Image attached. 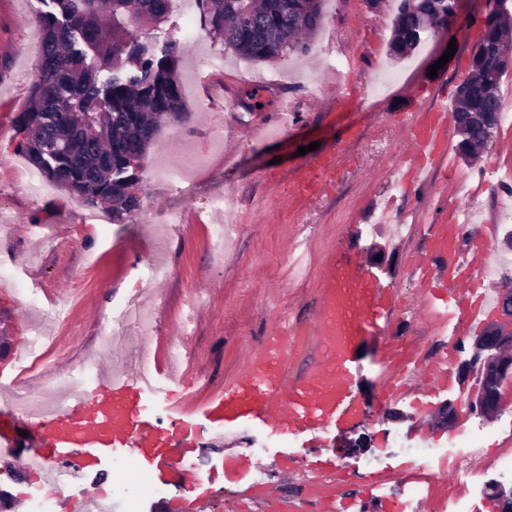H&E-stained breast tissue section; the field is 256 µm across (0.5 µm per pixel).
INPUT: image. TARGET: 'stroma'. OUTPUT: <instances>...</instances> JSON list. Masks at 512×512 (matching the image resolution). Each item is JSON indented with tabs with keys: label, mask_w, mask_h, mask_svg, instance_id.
<instances>
[{
	"label": "stroma",
	"mask_w": 512,
	"mask_h": 512,
	"mask_svg": "<svg viewBox=\"0 0 512 512\" xmlns=\"http://www.w3.org/2000/svg\"><path fill=\"white\" fill-rule=\"evenodd\" d=\"M43 0H0V261L12 262L19 276L38 292V306L22 308L13 278L0 275V377L13 369L15 349L31 326L55 338L29 374L33 385L84 361L112 367L101 346L102 317L118 296L135 286L133 265L158 259L172 270L148 302L151 323L132 328L123 345L132 353L140 344L163 348L169 328H185L191 355L189 371L202 379L195 395L203 405L210 395L234 385L245 369V348L262 347L279 323L311 327L318 315L323 266L341 259L372 269L404 305L392 332L360 337L358 374L353 394L361 411L342 427L289 433L274 430L263 419L248 417L215 429L202 413L191 421L197 430L195 456L207 497L202 512H320L321 500L358 497L361 512H389L388 503L404 499L407 512H456L459 484H466L469 512H492L489 482L502 479L495 466L499 452L512 450V404L492 417L465 420L461 440L449 441L446 424L436 413L453 403L451 393L432 397L433 413L420 416L421 393L410 386L381 399L386 372L401 370V360L428 359L448 342V321L438 303L417 301L409 259L425 246L420 224H372L373 210L393 205L397 213L413 207H435L448 194V181L435 175L427 185L393 186L391 176L404 146L400 125L432 96L455 95L468 72L476 42L468 24L457 30V51L442 62L436 41L425 42L408 57L396 59L389 40L397 0L370 9L367 0H326L321 27L311 51L262 63L240 60L208 34L190 46L178 65L180 82H192L195 96L186 98L190 117L182 128L188 144L164 149L155 142L147 153L182 164L187 151L208 159L194 169L188 185L194 195L182 198L176 188L155 183L142 173L139 210L120 224H90L89 207L75 195L55 188L32 198L22 185L23 170L15 151L18 117L31 107L29 90L37 71L40 39L33 23ZM376 37L367 48L376 55L374 70L363 64L337 69L336 56L362 43L364 29ZM220 60L217 68L198 65L201 56ZM438 65L429 76L430 65ZM268 78L260 105L243 106L248 90L245 73ZM296 102L286 131L275 119L280 99ZM318 151H309L310 143ZM306 147L298 155V147ZM340 152L348 162L336 176V189L323 195L300 182L316 155ZM505 162L496 144L457 164L455 181L478 189L484 216L495 215L504 195L497 170ZM235 184L240 231L223 252L209 241L210 215L203 206L211 190ZM181 202L185 221L179 230L154 223L156 214ZM69 311L65 321L48 319L55 306ZM435 447L425 466L410 464L403 449L393 447V433ZM263 468L278 502L254 499L239 504V485L250 477L228 478L225 467L239 458ZM151 480L165 494L144 501V512H177L190 489L174 472L148 467ZM445 483L440 495L413 497L414 479Z\"/></svg>",
	"instance_id": "35a3bbf8"
}]
</instances>
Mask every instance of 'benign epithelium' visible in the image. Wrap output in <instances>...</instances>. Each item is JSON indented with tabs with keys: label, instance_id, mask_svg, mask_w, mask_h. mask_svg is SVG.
I'll return each instance as SVG.
<instances>
[{
	"label": "benign epithelium",
	"instance_id": "benign-epithelium-1",
	"mask_svg": "<svg viewBox=\"0 0 512 512\" xmlns=\"http://www.w3.org/2000/svg\"><path fill=\"white\" fill-rule=\"evenodd\" d=\"M473 3L475 0H454L452 23L449 28L439 31L435 40L448 42V37L454 34ZM499 297V320L489 323L476 337V350L465 365L464 380L467 382L477 380L481 369L490 377L484 380L482 386L469 392L466 409L455 404L438 408L447 421H455L463 415L495 414L504 407L498 388L512 380V287L505 286L499 291ZM489 497L496 506V512H512V486L506 488L495 484Z\"/></svg>",
	"mask_w": 512,
	"mask_h": 512
}]
</instances>
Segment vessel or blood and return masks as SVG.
I'll return each mask as SVG.
<instances>
[{
  "label": "vessel or blood",
  "instance_id": "obj_1",
  "mask_svg": "<svg viewBox=\"0 0 512 512\" xmlns=\"http://www.w3.org/2000/svg\"><path fill=\"white\" fill-rule=\"evenodd\" d=\"M449 112L447 101L442 100L418 108L406 121L404 131L411 147L401 163L417 182H428L430 164L451 156ZM461 215V207L454 205L414 216V223L427 227L432 254L416 255L411 271L423 298L457 312V330L477 333L495 310L480 277L489 260L492 238L477 233L471 236L468 251H461ZM321 296L320 315L308 331L310 346L320 355L319 373L308 379L289 377L282 367L288 359L284 349L270 346L260 353L250 352L247 371L237 385L205 404L208 420L221 427L245 416H258L296 433L338 426L347 420L343 398L356 370L352 347L364 330L387 334L400 300L363 265L336 262L322 270ZM415 372L425 376L431 391L455 387L444 366L420 365ZM148 374L163 378L165 398H177L181 406L191 407V382L154 360L144 364L142 373L100 378L73 405L23 423L34 434L37 451L21 457L20 467L42 474L65 490L66 512H96L100 496L83 486L87 467L110 457L116 448L130 449L135 457L156 468L181 471L190 476L192 484H200V477L182 465L194 451L192 430L163 428L144 408V377ZM75 484L80 485V492H72Z\"/></svg>",
  "mask_w": 512,
  "mask_h": 512
}]
</instances>
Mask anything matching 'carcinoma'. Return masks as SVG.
<instances>
[{
    "instance_id": "cac0c4a2",
    "label": "carcinoma",
    "mask_w": 512,
    "mask_h": 512,
    "mask_svg": "<svg viewBox=\"0 0 512 512\" xmlns=\"http://www.w3.org/2000/svg\"><path fill=\"white\" fill-rule=\"evenodd\" d=\"M52 10L36 16L40 37L33 107L19 115L24 134L16 151L43 179L58 187L66 178L83 202L120 223L140 205L139 172L164 119L184 112L177 78L187 46L129 36L123 19L165 18L169 0H44ZM204 30L224 41L239 59L261 63L303 56L320 27L325 0H198ZM451 0H399L390 54L414 53L427 35L448 25ZM471 57L469 79L458 85L459 115L482 114L467 124L471 149L499 127L500 83L512 53L508 0H494ZM108 203L105 208L102 203Z\"/></svg>"
}]
</instances>
